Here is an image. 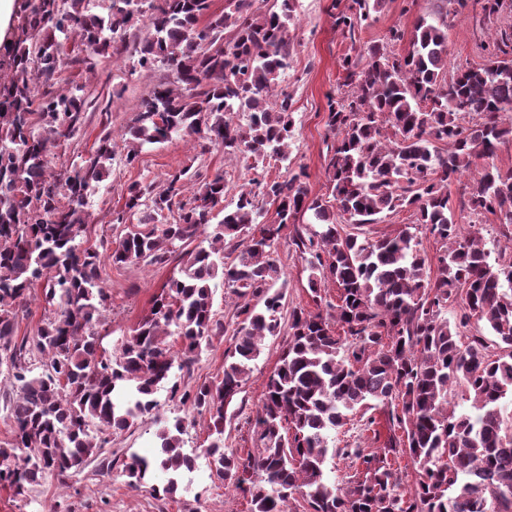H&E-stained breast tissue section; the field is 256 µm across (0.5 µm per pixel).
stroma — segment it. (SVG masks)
<instances>
[{
	"instance_id": "stroma-1",
	"label": "stroma",
	"mask_w": 512,
	"mask_h": 512,
	"mask_svg": "<svg viewBox=\"0 0 512 512\" xmlns=\"http://www.w3.org/2000/svg\"><path fill=\"white\" fill-rule=\"evenodd\" d=\"M330 5L331 0H298L297 18L289 29L294 55L280 80L281 87L287 88L294 98L295 136L288 149L287 163L272 161L265 166L271 178L305 169L310 196L323 198L329 195L326 96L338 91L342 59L357 54L369 43L385 42L390 29L411 33L417 19L435 8L434 0H416L410 10L406 9L405 0H385L373 20L358 28L355 38L350 40L334 27ZM482 37L471 13L449 16L450 64L481 63L478 44ZM155 80V73L132 69L129 59L109 54L98 57L94 71L80 65L63 72L57 89L66 90L76 83L84 85L91 104L83 114L77 135L54 149L50 157L52 168L58 170L81 163L95 152L105 132L120 136L122 130L133 124L138 104ZM125 155L123 144H116L105 177L90 199L89 242L119 239L122 227L114 219L124 211L127 188L133 182H160L166 174L187 166L209 176L220 173L227 182L224 202L229 205L235 201L240 186L247 184L251 177L242 163L223 149L202 153L182 138L145 146L131 165L127 164ZM278 255L284 272L287 307L313 309L304 261L285 243L280 245ZM179 262L180 256L175 253L163 265L138 262L120 269L107 267L105 287L109 300L105 327L109 335L104 341L107 349L118 348L124 336L149 313L153 297L160 293ZM287 341L284 333L266 338L241 393L227 412L226 448H251L252 421ZM177 416L188 423L183 436L185 448L197 454L194 470L184 475L185 488L166 499L155 498L145 490L131 489L122 474L121 458L131 449L155 454L157 431ZM209 443V431L196 411L167 403L157 415L144 417L129 431L113 437L104 449L106 456L118 460L112 471L100 470L93 462L64 480L50 473L22 496L0 487V512H250L249 496L212 477L208 460L201 454Z\"/></svg>"
}]
</instances>
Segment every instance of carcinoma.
<instances>
[{
    "instance_id": "cac0c4a2",
    "label": "carcinoma",
    "mask_w": 512,
    "mask_h": 512,
    "mask_svg": "<svg viewBox=\"0 0 512 512\" xmlns=\"http://www.w3.org/2000/svg\"><path fill=\"white\" fill-rule=\"evenodd\" d=\"M296 0H29L22 36L0 43V368L15 393L13 438L0 446V487L19 495L43 473L61 478L99 458L109 436L159 412L157 393L207 419L204 449L217 479L250 496L251 512H512V168L487 160L512 143V0H438L417 21L410 48L397 28L388 43L342 60L344 91L328 96L331 198H311L305 169L250 179L223 205L224 175L182 168L162 183L137 181L126 208L146 219L118 245L88 244V197L112 160V135L94 154L54 172L50 154L79 131L88 99L56 93L70 67L137 55L162 68L125 134L126 161L174 136L255 170L288 160L293 98L280 87L294 47ZM472 7L488 32L483 63L448 68V7ZM380 0H333L334 25L354 38ZM75 39L84 56L67 47ZM205 129H200V120ZM484 164H479V161ZM461 209L491 214L508 249L493 252L463 232L448 188L472 170ZM192 195H186V192ZM275 206L271 223L258 221ZM407 209L414 220L375 235L368 227ZM173 221H166V215ZM433 237L429 263L417 230ZM209 234L210 243L192 246ZM309 271L316 310L283 316L278 245L283 234ZM181 249L177 272L152 307L109 352L102 325L106 264H164ZM236 298L235 328L215 319L212 281ZM332 284L339 303L322 290ZM43 288L51 316L16 340L19 309ZM457 310L454 320L448 310ZM474 323L490 332L469 333ZM288 343L269 376L253 425L255 448L224 449L226 410L242 391L268 336ZM231 334L224 376L194 386L193 365L212 337ZM179 340L171 349L168 338ZM470 403V410L460 409ZM383 409L389 435L375 451L330 445L358 414ZM180 417L157 433L159 455L130 454L129 487L175 492L194 467ZM414 468L404 486L399 456ZM351 460L343 484L328 463Z\"/></svg>"
}]
</instances>
